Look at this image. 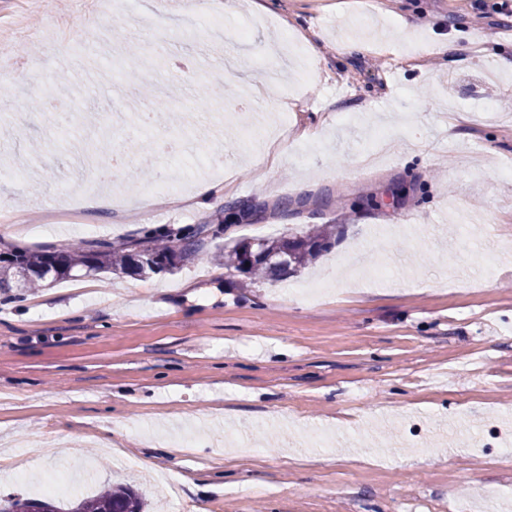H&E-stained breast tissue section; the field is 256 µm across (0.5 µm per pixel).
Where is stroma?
<instances>
[{
  "mask_svg": "<svg viewBox=\"0 0 512 512\" xmlns=\"http://www.w3.org/2000/svg\"><path fill=\"white\" fill-rule=\"evenodd\" d=\"M493 2L266 0L253 28L237 0L211 41L188 31L190 0L91 20L75 0H0V47L20 63L0 70V210L106 201L0 250L231 228L171 273L0 299V454L25 461L0 499L89 469L155 512L129 457L179 478L165 512H449L452 491L483 487L512 503V464L475 439L495 425L512 441V71L490 99L468 84L512 51V26L487 31ZM344 35L367 51L339 54ZM447 37L467 52L441 60ZM274 41L288 68L272 69ZM103 141L128 160L111 182L77 163ZM183 174L233 194L199 211L159 193L138 224L113 205ZM312 224L344 233L293 275L253 283L219 259ZM319 430L333 442L306 447Z\"/></svg>",
  "mask_w": 512,
  "mask_h": 512,
  "instance_id": "35a3bbf8",
  "label": "stroma"
}]
</instances>
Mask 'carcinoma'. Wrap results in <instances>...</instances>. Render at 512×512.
<instances>
[{
  "mask_svg": "<svg viewBox=\"0 0 512 512\" xmlns=\"http://www.w3.org/2000/svg\"><path fill=\"white\" fill-rule=\"evenodd\" d=\"M207 224H200L195 231L172 228L164 231L167 241L159 242V236L145 231L143 248L154 260L160 272H170L188 256L193 255L202 244L203 236L210 233ZM135 242L129 241L118 246L110 242L87 240L69 244L60 250H30L15 247L4 252L0 258V289L15 288L11 271L23 268L32 273L23 287L37 288L49 279L88 276L102 270L126 272L142 270L133 254ZM333 246L332 232L328 225H312L300 236L278 239H243L231 247L224 248L219 258L224 267L234 269L251 280H264L282 274H291L313 262L321 253ZM271 255L269 259H251L257 250ZM0 512H147L145 502L132 489L122 486H107L93 494L80 495L60 503L52 499L28 497L10 499L0 507Z\"/></svg>",
  "mask_w": 512,
  "mask_h": 512,
  "instance_id": "cac0c4a2",
  "label": "carcinoma"
}]
</instances>
